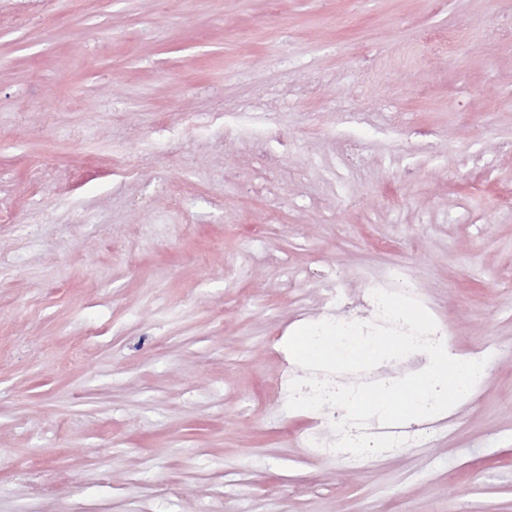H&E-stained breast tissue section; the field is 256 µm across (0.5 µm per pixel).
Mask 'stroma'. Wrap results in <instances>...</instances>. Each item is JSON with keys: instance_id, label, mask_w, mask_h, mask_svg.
<instances>
[{"instance_id": "1", "label": "stroma", "mask_w": 512, "mask_h": 512, "mask_svg": "<svg viewBox=\"0 0 512 512\" xmlns=\"http://www.w3.org/2000/svg\"><path fill=\"white\" fill-rule=\"evenodd\" d=\"M253 104L306 194L195 127ZM507 143L504 0H0V512H512ZM395 265L489 372L426 447L313 459L286 342Z\"/></svg>"}]
</instances>
